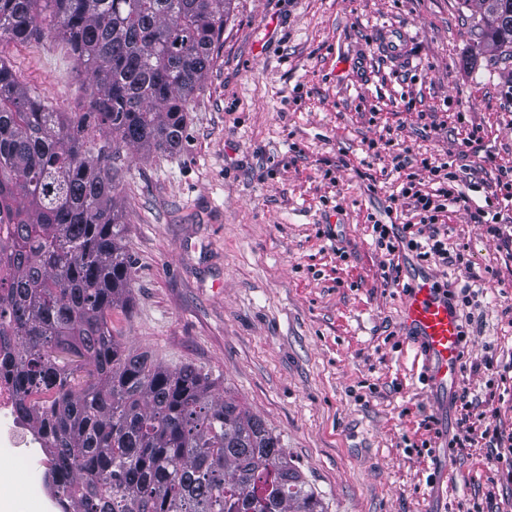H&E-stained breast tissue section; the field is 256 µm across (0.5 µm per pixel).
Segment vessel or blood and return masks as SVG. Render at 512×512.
I'll use <instances>...</instances> for the list:
<instances>
[{
	"instance_id": "b4317fda",
	"label": "vessel or blood",
	"mask_w": 512,
	"mask_h": 512,
	"mask_svg": "<svg viewBox=\"0 0 512 512\" xmlns=\"http://www.w3.org/2000/svg\"><path fill=\"white\" fill-rule=\"evenodd\" d=\"M403 322L416 338L433 388L447 392L460 375L462 326L455 307L429 276H420L406 294Z\"/></svg>"
}]
</instances>
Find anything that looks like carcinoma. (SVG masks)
<instances>
[{"mask_svg": "<svg viewBox=\"0 0 512 512\" xmlns=\"http://www.w3.org/2000/svg\"><path fill=\"white\" fill-rule=\"evenodd\" d=\"M478 53L512 59V30L479 0ZM231 0H0V43L51 35L91 76L58 112L0 60V372L47 436L51 478L75 512H325L264 421L192 366L125 349L130 302L115 193L121 151L166 152L186 126Z\"/></svg>", "mask_w": 512, "mask_h": 512, "instance_id": "carcinoma-1", "label": "carcinoma"}]
</instances>
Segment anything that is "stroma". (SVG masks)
<instances>
[{"instance_id":"obj_1","label":"stroma","mask_w":512,"mask_h":512,"mask_svg":"<svg viewBox=\"0 0 512 512\" xmlns=\"http://www.w3.org/2000/svg\"><path fill=\"white\" fill-rule=\"evenodd\" d=\"M479 20L474 0H232L179 146L121 153L132 283L113 329L257 414L326 512H512V479L480 436L489 423L512 434V207L488 186L512 167V61L475 54ZM389 30L406 37L402 58ZM0 59L48 104L80 111L89 80L62 40L6 43ZM425 159L464 173L466 200L441 222L469 268L375 244L373 221L416 216L399 172L436 189ZM420 273L474 282L449 401L434 399L401 321ZM469 423L473 440L449 449Z\"/></svg>"}]
</instances>
